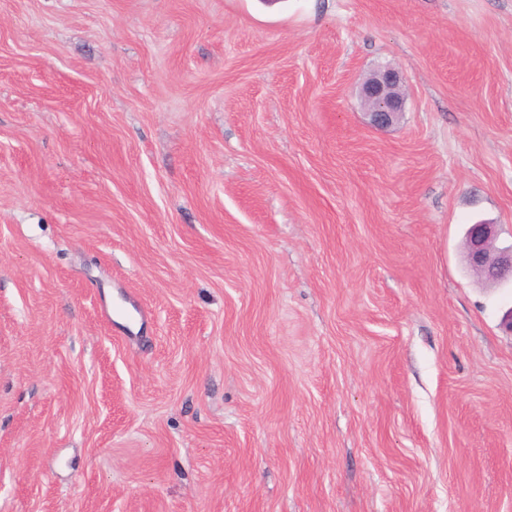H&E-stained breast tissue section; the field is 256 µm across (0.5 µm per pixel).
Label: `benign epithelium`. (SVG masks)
<instances>
[{
  "mask_svg": "<svg viewBox=\"0 0 512 512\" xmlns=\"http://www.w3.org/2000/svg\"><path fill=\"white\" fill-rule=\"evenodd\" d=\"M361 99L371 128L383 130L392 126L404 112L406 102L400 72L385 67L371 73L362 83ZM494 241V225H470L464 243L466 263L487 284L512 282V245L496 248Z\"/></svg>",
  "mask_w": 512,
  "mask_h": 512,
  "instance_id": "7a95c632",
  "label": "benign epithelium"
}]
</instances>
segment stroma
<instances>
[{"label": "stroma", "mask_w": 512, "mask_h": 512, "mask_svg": "<svg viewBox=\"0 0 512 512\" xmlns=\"http://www.w3.org/2000/svg\"><path fill=\"white\" fill-rule=\"evenodd\" d=\"M478 222L512 0H0V512H512ZM361 99L371 128L383 130L392 126L404 112L406 102L400 72L385 67L371 73L362 83Z\"/></svg>", "instance_id": "1"}]
</instances>
